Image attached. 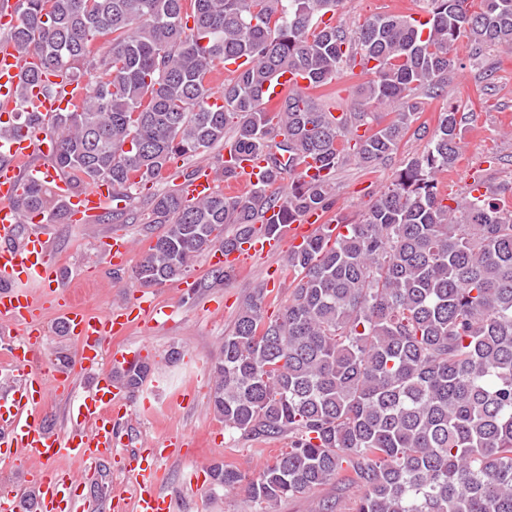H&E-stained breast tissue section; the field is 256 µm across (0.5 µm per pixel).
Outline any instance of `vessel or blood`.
Masks as SVG:
<instances>
[{"label":"vessel or blood","instance_id":"1","mask_svg":"<svg viewBox=\"0 0 512 512\" xmlns=\"http://www.w3.org/2000/svg\"><path fill=\"white\" fill-rule=\"evenodd\" d=\"M25 67L11 43H0V101L13 105ZM47 87L34 86L28 91L30 101L44 120L62 111L74 109L87 94L85 85L63 81L51 75ZM306 79L285 74L267 89L265 99L270 108L278 107L289 88L307 87ZM51 135L46 130L26 131L0 139V325L16 330L22 343L10 350V368L22 372L23 381L0 394V463L19 465L28 460L42 462V469L25 474L23 483L0 487V512H20L19 503L32 497L35 512H71L78 497L79 484L73 473L56 468L57 460L76 457L86 461L111 453L115 433L112 426L113 395L119 391L111 376H98L89 392L75 401L71 413L79 420L78 428L68 432L44 424L40 404L50 391L72 387L76 375L97 372L104 359V343L109 336L124 335L134 322L159 315L156 303L141 301L118 305L95 315L69 300L55 297L53 307L69 336L77 345L72 365L45 363L41 351L45 342L43 302L28 290L35 282L54 294L62 272L50 258L45 234H20L25 218L16 200L28 183L48 184L65 200L70 222L86 224L104 213L112 204V187L102 182L76 194L71 179L51 159ZM265 166L255 158L242 165L238 178L227 187L235 193L256 183ZM219 179L215 168L200 165L182 184L186 199L200 200L216 192ZM321 212L307 213L302 223L291 225L296 241H303L325 223ZM132 241L114 235L105 241L103 250L113 266H123L132 250ZM171 441L160 447L139 449L131 453L132 466L127 474L138 512H174L172 495L162 492L154 474L158 463L169 457Z\"/></svg>","mask_w":512,"mask_h":512}]
</instances>
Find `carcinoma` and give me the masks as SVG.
Listing matches in <instances>:
<instances>
[{"instance_id": "cac0c4a2", "label": "carcinoma", "mask_w": 512, "mask_h": 512, "mask_svg": "<svg viewBox=\"0 0 512 512\" xmlns=\"http://www.w3.org/2000/svg\"><path fill=\"white\" fill-rule=\"evenodd\" d=\"M422 2L423 21L376 14L349 29L320 23L342 0H15L8 37L34 63L0 138L37 125L28 85L88 82L81 106L58 114L52 158L77 192L112 183L124 203L112 221L174 156L222 145L226 181L250 157L267 162L242 196L156 197L149 223L164 232L133 271L146 288L181 279L217 243L240 251L276 231L272 209L284 225L329 213L347 161L374 169L405 139L427 141L360 217H336L288 254L293 288L276 318L262 287L242 302L212 365V409L230 432L291 441L256 475L212 465V486L269 506L338 482L359 490L352 512H512V183L478 171L448 195L436 179L454 168L467 120L448 90L457 46L476 69L486 50H511L512 0ZM359 59L373 62L359 71L362 107L335 116L324 88ZM236 60L224 104L209 105L212 75ZM288 71L309 87L271 111L262 90ZM438 97L436 125L419 122ZM309 159L322 171L310 181ZM17 206L63 218L47 184L24 185ZM151 371L140 358L115 378L133 395Z\"/></svg>"}]
</instances>
